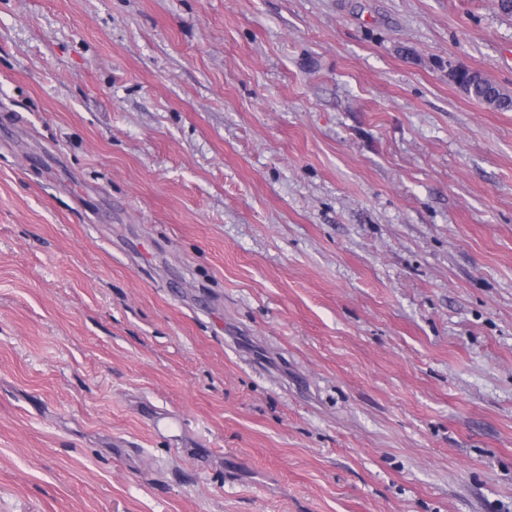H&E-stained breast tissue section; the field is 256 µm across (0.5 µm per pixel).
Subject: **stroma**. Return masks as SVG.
Segmentation results:
<instances>
[{
  "mask_svg": "<svg viewBox=\"0 0 512 512\" xmlns=\"http://www.w3.org/2000/svg\"><path fill=\"white\" fill-rule=\"evenodd\" d=\"M497 0H0V512H512ZM460 79L467 84V96L477 102L486 104L487 100L496 102L497 110L507 112L512 110V93L489 81L481 75H470L467 69L460 68ZM504 94V95H503Z\"/></svg>",
  "mask_w": 512,
  "mask_h": 512,
  "instance_id": "35a3bbf8",
  "label": "stroma"
}]
</instances>
